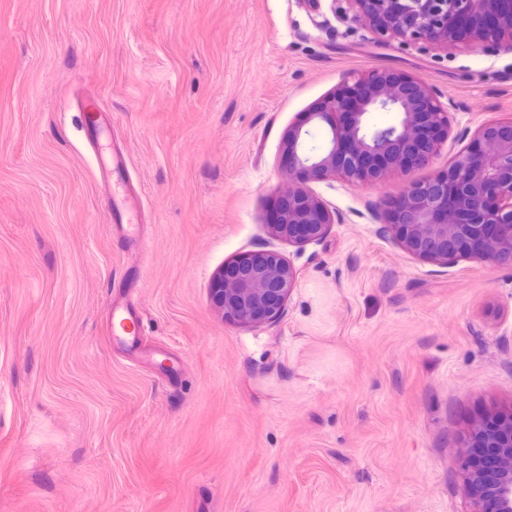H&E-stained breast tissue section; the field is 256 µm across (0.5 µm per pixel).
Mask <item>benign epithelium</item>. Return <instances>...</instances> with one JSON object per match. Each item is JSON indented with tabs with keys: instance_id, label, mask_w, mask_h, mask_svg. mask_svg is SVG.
I'll return each instance as SVG.
<instances>
[{
	"instance_id": "1",
	"label": "benign epithelium",
	"mask_w": 512,
	"mask_h": 512,
	"mask_svg": "<svg viewBox=\"0 0 512 512\" xmlns=\"http://www.w3.org/2000/svg\"><path fill=\"white\" fill-rule=\"evenodd\" d=\"M369 21L377 42L398 41L432 50L464 39L491 54L512 52V8L502 0H348ZM396 112L395 124L371 127L368 115ZM324 123L328 147L305 149L303 128ZM448 113L437 94L419 79L396 70L344 79L334 92L302 113L283 141L288 183L285 205L268 224L269 234L294 244L321 239L336 215L309 184L336 176L372 183L391 170L428 162L447 142ZM468 144L448 169L411 185L395 203L369 208L410 255L446 264L460 257L491 263L512 261V119L459 134ZM296 273L277 250L245 253L213 278L210 298L224 318L241 325L275 322L294 288ZM463 447L496 449L493 461L475 468L464 455L465 482L472 512H512V414L487 433L475 424Z\"/></svg>"
}]
</instances>
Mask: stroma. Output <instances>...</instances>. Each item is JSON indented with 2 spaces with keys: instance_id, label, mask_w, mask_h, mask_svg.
Here are the masks:
<instances>
[{
  "instance_id": "35a3bbf8",
  "label": "stroma",
  "mask_w": 512,
  "mask_h": 512,
  "mask_svg": "<svg viewBox=\"0 0 512 512\" xmlns=\"http://www.w3.org/2000/svg\"><path fill=\"white\" fill-rule=\"evenodd\" d=\"M382 70L430 86L451 137L373 186L311 183L335 223L272 238L289 127ZM510 117L512 53L380 44L332 0H0V512H470L464 436L512 410V263L419 260L368 207ZM265 248L296 272L282 315L226 321L215 274ZM98 169L100 176L108 179L112 176V181L116 184L123 183L128 161L123 153H112V158L98 157ZM112 220L115 222L116 229L122 231L131 242L135 244L140 243L139 238L134 232V212L126 205L125 201L115 202ZM112 343L132 350L140 336L143 319L135 306L128 300H114L111 306Z\"/></svg>"
}]
</instances>
